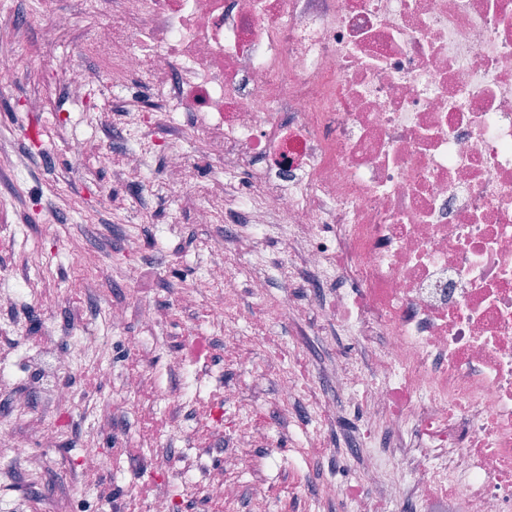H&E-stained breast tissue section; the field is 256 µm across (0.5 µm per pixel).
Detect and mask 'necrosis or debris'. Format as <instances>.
<instances>
[{
  "mask_svg": "<svg viewBox=\"0 0 512 512\" xmlns=\"http://www.w3.org/2000/svg\"><path fill=\"white\" fill-rule=\"evenodd\" d=\"M49 9L46 44L65 78L56 97L85 102L91 81L118 90L125 137L158 128L200 145L212 200L196 203L198 164L160 173L210 224L224 213V251L253 250L269 225L288 241V277L314 288L348 276L334 307L266 302L250 273L234 297L261 302L224 320L213 345L250 354L240 321L319 309L369 346L311 383L319 418L331 384L361 411L357 475L372 494L354 512H512V0H79ZM139 86L126 100L123 92ZM264 439L242 425L224 476Z\"/></svg>",
  "mask_w": 512,
  "mask_h": 512,
  "instance_id": "4bbe7bcc",
  "label": "necrosis or debris"
}]
</instances>
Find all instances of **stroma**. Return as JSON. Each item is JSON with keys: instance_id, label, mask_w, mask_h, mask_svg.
Masks as SVG:
<instances>
[{"instance_id": "obj_1", "label": "stroma", "mask_w": 512, "mask_h": 512, "mask_svg": "<svg viewBox=\"0 0 512 512\" xmlns=\"http://www.w3.org/2000/svg\"><path fill=\"white\" fill-rule=\"evenodd\" d=\"M26 22L0 23V50L10 56L15 79L0 92V155L14 169L0 178V427L18 425L15 404L25 399V415H50L65 433L57 447H43L33 427L24 429V444L45 461L39 487H32L23 469L0 457V507L7 512H108L110 499L140 487L167 489L181 503V512H236L235 504L211 499L199 486L197 472L171 470L158 475L150 463L160 448L195 456L208 448L206 437L192 422L170 429L163 393L188 390L198 401L216 406L225 434L240 422L269 431L270 445L253 449L237 479L249 489L262 475L270 493L261 512H304L314 501V474L334 475L345 487L357 484L356 463L345 444L362 425L342 397L326 389V397L341 406L335 424L317 427L305 398L282 404L277 378L255 380L251 368L225 362L208 353L209 337L220 326L211 317V293H201L192 309H184L178 290L203 283L210 268L225 261L224 242L211 224L192 221V209L177 197L161 194L157 178L167 157L152 129L135 136L134 148L144 151L149 167L138 187L116 176L120 159L112 151L113 91L92 88L84 112H60L54 93L57 77L46 63L42 0H28ZM42 95L48 111L28 114L25 103ZM44 128L41 143L25 140L27 119ZM79 197L71 208L67 198ZM140 240L142 258L122 253V238ZM283 242L274 235L239 262L262 261L273 276L268 296L274 300L307 299L304 288L287 287L281 275ZM130 306L147 302L163 311L162 319L142 327L135 317L112 323V302ZM258 334L252 358L256 365L273 360L290 366L299 388L309 384L313 369L331 356L359 359L363 348L333 326L302 335L299 326L275 320L245 325ZM105 336L107 352L94 354L79 343L88 333ZM59 355L65 362L57 377L70 397L58 404L52 384L34 373L41 357ZM149 362L151 387L130 392L129 374ZM197 369L196 377L186 372ZM228 386L258 391L263 405L246 420L224 400ZM317 435L327 448L318 461L307 458L306 441ZM96 452L103 462L100 483L85 481L82 460ZM81 484L82 492L67 495L62 481Z\"/></svg>"}]
</instances>
